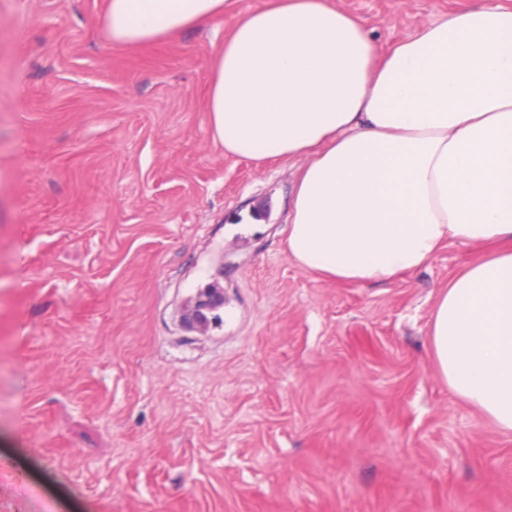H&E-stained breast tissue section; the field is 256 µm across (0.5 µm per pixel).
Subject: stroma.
Here are the masks:
<instances>
[{"mask_svg":"<svg viewBox=\"0 0 512 512\" xmlns=\"http://www.w3.org/2000/svg\"><path fill=\"white\" fill-rule=\"evenodd\" d=\"M270 0L114 45L108 0H0V512H512V433L430 326L486 255L385 284L297 266L304 166L225 155L209 60ZM379 52L481 0H336ZM219 322L183 327L201 288Z\"/></svg>","mask_w":512,"mask_h":512,"instance_id":"obj_1","label":"stroma"}]
</instances>
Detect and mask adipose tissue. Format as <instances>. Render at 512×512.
<instances>
[{"instance_id":"1","label":"adipose tissue","mask_w":512,"mask_h":512,"mask_svg":"<svg viewBox=\"0 0 512 512\" xmlns=\"http://www.w3.org/2000/svg\"><path fill=\"white\" fill-rule=\"evenodd\" d=\"M225 3L109 0L106 24L139 47ZM210 70L225 154L306 161L288 214L304 271L380 283L449 242L494 247L449 280L431 336L449 390L512 432V10L483 0L381 56L331 0H276L236 22Z\"/></svg>"}]
</instances>
